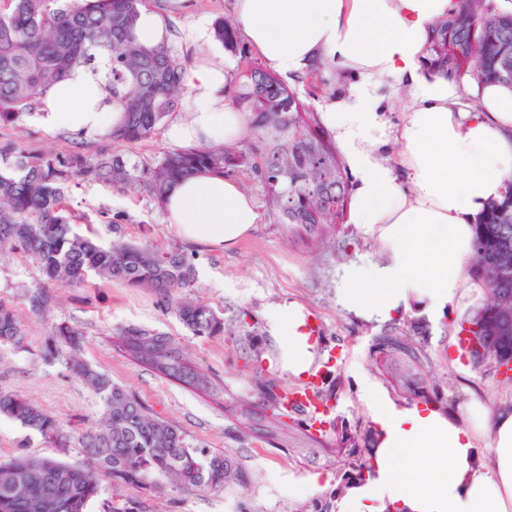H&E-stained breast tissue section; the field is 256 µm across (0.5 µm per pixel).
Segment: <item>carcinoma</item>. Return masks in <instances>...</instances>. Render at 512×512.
<instances>
[{
    "label": "carcinoma",
    "instance_id": "cac0c4a2",
    "mask_svg": "<svg viewBox=\"0 0 512 512\" xmlns=\"http://www.w3.org/2000/svg\"><path fill=\"white\" fill-rule=\"evenodd\" d=\"M148 0H0V123L11 124L30 114L38 98L98 52L112 55V102L120 119L110 130L112 142L149 137L174 111L184 95L185 64L174 51L159 45L146 49L135 41L140 11ZM224 49L237 54L234 28L216 27ZM428 69L444 77L469 74L481 84H512V14L489 0H455L454 11L438 21L427 47ZM233 106L244 114L252 138L245 144L202 145L172 149L146 172L150 192L164 203L180 180L249 169L266 192L273 223L300 228L314 238L343 223L350 205L346 166L320 113L305 104L277 74L251 64L239 72ZM83 176L126 189L138 178L137 168L120 156L87 157L23 152L0 143V254L8 251L32 259L41 282L28 296L38 311L53 287H77L90 273L137 288H150L171 302L182 324L197 336L224 331V319L205 304L172 291L193 285L194 270L178 251L159 252L147 244L114 241L102 246L91 235L73 231L64 186ZM512 252V191L494 201L476 226L474 250L479 277L489 284L488 301L472 318L477 335L489 347L512 357V279L492 280V246ZM133 358L160 373L208 386L191 371L177 347L161 333L127 327L118 333ZM21 340L13 309L0 303V343ZM81 333L59 325L44 349V358L64 362L68 371L100 395L103 425L77 436L90 466L58 459L19 456L0 461V512H87L100 487L99 472L113 480L147 485L172 478L185 487L210 491L246 488L237 457L189 447L174 424L156 417L102 370L78 357ZM374 349L392 368L391 385L411 391L424 367L421 350L408 336H378ZM0 415L63 443L70 438L63 423L30 401L0 393ZM364 448L342 437L336 456L344 471L336 494L361 477Z\"/></svg>",
    "mask_w": 512,
    "mask_h": 512
}]
</instances>
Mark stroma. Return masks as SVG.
<instances>
[{
  "mask_svg": "<svg viewBox=\"0 0 512 512\" xmlns=\"http://www.w3.org/2000/svg\"><path fill=\"white\" fill-rule=\"evenodd\" d=\"M150 6L181 22L200 15L216 22L232 16V0H151ZM167 130L163 124L147 138L114 143L101 135L47 130L30 114L22 122L0 125V142L60 156L114 152L143 169L173 149ZM231 178L253 196L261 222L224 250L184 243L145 187L120 190L109 182L80 176L65 187L77 217L76 232L95 233L106 246L122 240L182 252L196 271L190 296L223 318V333L193 335L158 293L95 276L78 288L50 289L48 306L32 310L28 296L40 281L38 270L19 255H0V302L12 307L22 330L20 343L0 344V392L19 395L60 419L73 437L99 424V396L73 377L63 362L50 363L43 357L51 330L60 324L73 327L83 334V360L103 368L152 413L176 424L189 447L237 456L247 480L244 493L236 495L165 479L144 488L102 475L101 492L88 512H305L336 487L334 449L341 429H348L363 444L377 436L363 395L364 381L376 384L393 402L410 400L382 374L372 344L383 334L412 335L417 315L408 312L388 322L368 321L347 313L336 301L345 268L378 258L375 236L362 226L343 223L326 239L308 241L305 232L292 233L272 222L263 186L254 173L243 170ZM283 300L301 303L320 325L318 346L326 357L319 369L324 391L333 395L320 431L310 427L303 413L280 411L271 398L273 390L305 384L272 361L274 346L267 334L265 310ZM130 326L172 338L185 363L210 381V391L161 375L115 346L119 329ZM460 326L457 317H447L429 324L427 333L417 338L428 356L423 376L436 384L440 410L456 412L458 403L470 396L512 405V381L488 366L460 360L454 344ZM24 455L71 463L85 459L75 440L62 448L0 416V460ZM312 475L319 478L316 490L289 494V486Z\"/></svg>",
  "mask_w": 512,
  "mask_h": 512,
  "instance_id": "1",
  "label": "stroma"
}]
</instances>
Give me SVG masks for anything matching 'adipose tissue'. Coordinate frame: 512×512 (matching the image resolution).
<instances>
[{"mask_svg":"<svg viewBox=\"0 0 512 512\" xmlns=\"http://www.w3.org/2000/svg\"><path fill=\"white\" fill-rule=\"evenodd\" d=\"M452 6L453 0H233L237 31L284 80L315 64L353 79L348 97L329 106L322 121L352 175L349 221L371 229L383 254L348 268L338 290L342 307L370 319L414 309L437 323L482 293V281L467 270L474 226L512 186V86H481L421 68L433 26ZM135 38L192 59L183 77L187 116L170 125L172 141L217 145L241 134L244 119L226 100L233 65L210 17L179 26L144 9ZM111 73L106 53L75 68L40 97L41 123L52 131L106 133L119 118ZM383 80L407 92L393 130L374 105ZM392 137L400 143L393 167L380 156ZM167 200V223L199 246L232 247L259 221L252 198L221 175L177 182ZM265 319L282 371L311 372L318 356L303 305L273 304ZM364 393L378 438L372 469L346 489L338 512H512V408L471 398L454 418L423 405L396 406L369 382Z\"/></svg>","mask_w":512,"mask_h":512,"instance_id":"obj_1","label":"adipose tissue"}]
</instances>
